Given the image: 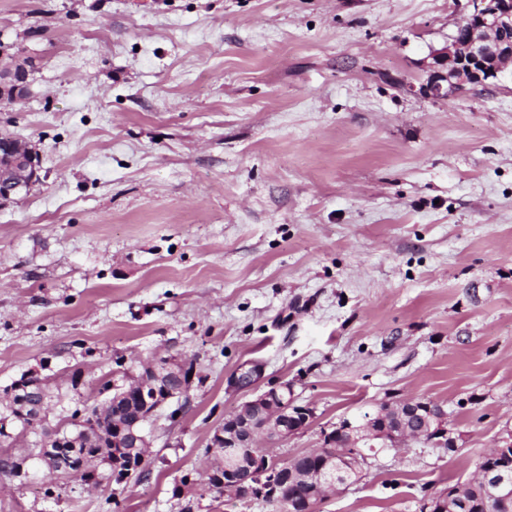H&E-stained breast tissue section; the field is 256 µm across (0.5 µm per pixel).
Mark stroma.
I'll use <instances>...</instances> for the list:
<instances>
[{
    "label": "stroma",
    "mask_w": 512,
    "mask_h": 512,
    "mask_svg": "<svg viewBox=\"0 0 512 512\" xmlns=\"http://www.w3.org/2000/svg\"><path fill=\"white\" fill-rule=\"evenodd\" d=\"M469 0H0L30 93L0 134L40 184L0 207V389L44 378L49 418L117 358L193 364L118 486L0 475V512H280L198 495L243 365L292 385L323 444L345 417L428 399L454 448L370 454L314 512H424L512 441V73L430 94Z\"/></svg>",
    "instance_id": "1"
}]
</instances>
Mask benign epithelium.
<instances>
[{
	"mask_svg": "<svg viewBox=\"0 0 512 512\" xmlns=\"http://www.w3.org/2000/svg\"><path fill=\"white\" fill-rule=\"evenodd\" d=\"M473 11L463 18L465 25L458 28L448 47L438 52L434 63L448 67L447 74H437L429 90L435 96L443 94L442 82L448 83V90L463 91L497 79L508 65L512 66V0H470ZM29 92L28 71L24 69L0 71V100L14 103L24 99ZM39 155L11 137L0 138V204L14 202L27 196L33 186L40 182ZM184 364L168 356L156 355L143 361L141 379L112 381V390L136 391V397L143 409L154 414L171 400L186 393L185 387L173 389L168 384L171 376L178 374ZM261 371L255 367H241L230 379L232 387L238 390L252 389L260 378ZM13 403L0 407V431L9 435L11 426L24 417L11 414ZM409 417H418L421 425L414 428L388 430L373 426L368 421L357 425L348 418L336 423V429L324 433L323 451L319 466L297 473L290 465L269 459L257 449L261 438L272 436L280 440L305 429L313 418V409L299 405L293 391L286 382L271 383L268 388L244 402L233 414L224 418V426L211 437L209 447L224 449V459H229L246 450V469L243 475L234 476L227 471L219 487L224 493L237 499L274 503L283 502L279 494L284 479L295 480L308 485L316 500H323L341 481L335 474L341 467L362 468L367 461L366 450L373 448L395 449L409 440L432 443L437 447H454L448 428L440 431L441 438L431 437L435 423L447 421L448 412L444 406L421 399H401L393 405H386ZM129 447L139 455V463L146 460L145 449L150 447L151 432L147 427L130 426L123 431ZM78 441L54 436L43 448L47 462L60 461L59 470L70 476H83L91 463L88 456L76 458ZM512 459V445L494 448L482 458L478 473L466 481L467 487L480 484L485 503L484 512H500L501 505L512 500V485L502 477H495L494 462L502 457Z\"/></svg>",
	"mask_w": 512,
	"mask_h": 512,
	"instance_id": "7a95c632",
	"label": "benign epithelium"
}]
</instances>
